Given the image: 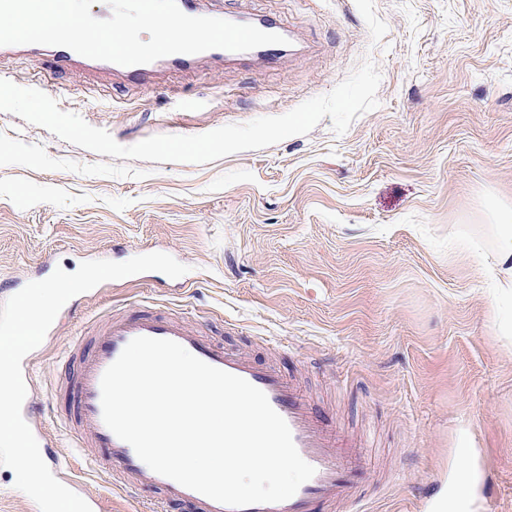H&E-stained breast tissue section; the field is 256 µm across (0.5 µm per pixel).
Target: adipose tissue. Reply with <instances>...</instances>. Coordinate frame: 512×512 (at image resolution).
<instances>
[{
	"instance_id": "obj_1",
	"label": "adipose tissue",
	"mask_w": 512,
	"mask_h": 512,
	"mask_svg": "<svg viewBox=\"0 0 512 512\" xmlns=\"http://www.w3.org/2000/svg\"><path fill=\"white\" fill-rule=\"evenodd\" d=\"M453 250L464 258H481L479 273L491 285V298L498 311L501 328L512 327V209L498 208L494 214L488 244L460 234L454 238Z\"/></svg>"
}]
</instances>
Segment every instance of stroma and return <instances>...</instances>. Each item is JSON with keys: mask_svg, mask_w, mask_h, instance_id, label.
I'll return each mask as SVG.
<instances>
[{"mask_svg": "<svg viewBox=\"0 0 512 512\" xmlns=\"http://www.w3.org/2000/svg\"><path fill=\"white\" fill-rule=\"evenodd\" d=\"M273 14L275 61L157 67L142 85L97 74L76 85L15 57L0 76L124 146L284 114L329 93L362 62L382 79L376 109L344 134H308L205 163L114 158L0 112V299L8 286L87 260L164 252L188 265L70 299L22 369L46 437L104 512H148L74 456L54 412L59 357L78 332L142 301L177 311L335 395L367 430L364 464L391 460L368 512H428L461 464L477 512H512V335L500 332L475 260L448 239L512 206V0H220Z\"/></svg>", "mask_w": 512, "mask_h": 512, "instance_id": "1", "label": "stroma"}]
</instances>
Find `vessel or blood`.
Wrapping results in <instances>:
<instances>
[{
	"instance_id": "1",
	"label": "vessel or blood",
	"mask_w": 512,
	"mask_h": 512,
	"mask_svg": "<svg viewBox=\"0 0 512 512\" xmlns=\"http://www.w3.org/2000/svg\"><path fill=\"white\" fill-rule=\"evenodd\" d=\"M49 58L51 69L84 78L86 72H116L140 83L153 64L122 66L83 57L62 46L0 45V63L18 54ZM146 336L181 344L205 363L244 378L262 390L272 408L287 422L301 457L315 469L290 499L260 503L241 512H363L357 494L367 474L357 460L354 439L344 434L332 414L312 400L298 381L281 368L224 348L183 316L147 308L115 310L96 320L85 334L71 341L63 358L58 389L68 403L63 423L81 456L94 471L105 473L112 489L154 494L163 506L190 505L193 512H233L232 508L152 471L134 449L103 422L100 380L133 338Z\"/></svg>"
}]
</instances>
